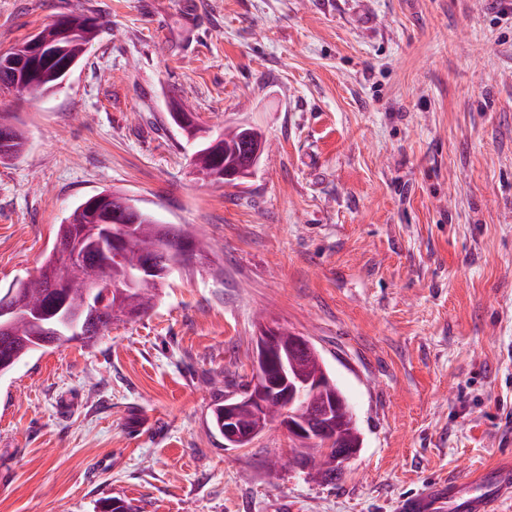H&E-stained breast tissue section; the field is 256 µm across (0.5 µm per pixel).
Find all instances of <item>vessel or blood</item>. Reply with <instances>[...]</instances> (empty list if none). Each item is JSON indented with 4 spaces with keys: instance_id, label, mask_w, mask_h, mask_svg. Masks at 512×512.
I'll use <instances>...</instances> for the list:
<instances>
[{
    "instance_id": "vessel-or-blood-1",
    "label": "vessel or blood",
    "mask_w": 512,
    "mask_h": 512,
    "mask_svg": "<svg viewBox=\"0 0 512 512\" xmlns=\"http://www.w3.org/2000/svg\"><path fill=\"white\" fill-rule=\"evenodd\" d=\"M512 494V465L484 469L471 481H439L421 493L402 499L399 512H496L497 504Z\"/></svg>"
}]
</instances>
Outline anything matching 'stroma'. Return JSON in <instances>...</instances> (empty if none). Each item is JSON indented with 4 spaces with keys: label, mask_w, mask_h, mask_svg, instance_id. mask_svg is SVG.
I'll return each mask as SVG.
<instances>
[{
    "label": "stroma",
    "mask_w": 512,
    "mask_h": 512,
    "mask_svg": "<svg viewBox=\"0 0 512 512\" xmlns=\"http://www.w3.org/2000/svg\"><path fill=\"white\" fill-rule=\"evenodd\" d=\"M501 0H0V50L77 11L100 29L64 89L0 91V289L103 190L193 227L205 258L91 344L0 376V512H395L512 463V13ZM258 127L239 185L192 170L171 114ZM305 336L363 445L323 484L211 427L258 320ZM0 132L4 133L5 138L11 140V145H5L9 148H14L13 152L3 155L0 151V161H13L20 159L27 146V132L15 122H5V113L0 111Z\"/></svg>",
    "instance_id": "1"
}]
</instances>
